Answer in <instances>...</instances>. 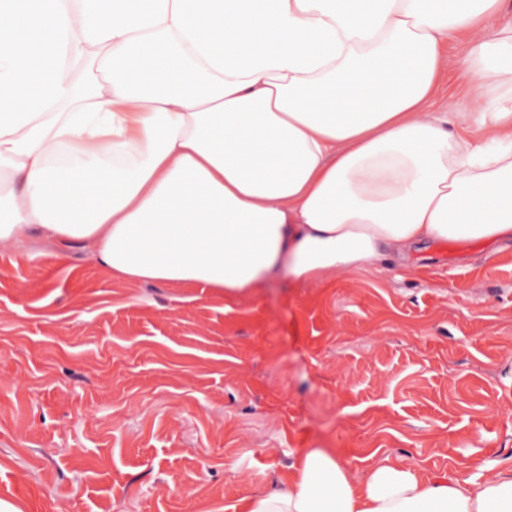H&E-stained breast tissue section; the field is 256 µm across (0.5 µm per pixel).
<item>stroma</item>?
Listing matches in <instances>:
<instances>
[{
    "label": "stroma",
    "mask_w": 512,
    "mask_h": 512,
    "mask_svg": "<svg viewBox=\"0 0 512 512\" xmlns=\"http://www.w3.org/2000/svg\"><path fill=\"white\" fill-rule=\"evenodd\" d=\"M445 48L435 111L476 112ZM303 448L482 483L512 458V243L281 276L235 303L129 285L81 247L0 244V504L241 512Z\"/></svg>",
    "instance_id": "35a3bbf8"
}]
</instances>
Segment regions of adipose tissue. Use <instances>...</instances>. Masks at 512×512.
<instances>
[{"instance_id":"ef3b65f1","label":"adipose tissue","mask_w":512,"mask_h":512,"mask_svg":"<svg viewBox=\"0 0 512 512\" xmlns=\"http://www.w3.org/2000/svg\"><path fill=\"white\" fill-rule=\"evenodd\" d=\"M505 0H0V243L246 301L282 271L512 237V23L472 41L480 111L430 114L449 36ZM243 512H512L477 484L306 448Z\"/></svg>"}]
</instances>
